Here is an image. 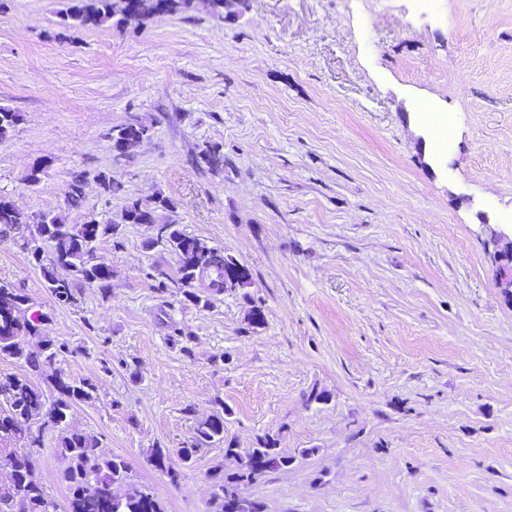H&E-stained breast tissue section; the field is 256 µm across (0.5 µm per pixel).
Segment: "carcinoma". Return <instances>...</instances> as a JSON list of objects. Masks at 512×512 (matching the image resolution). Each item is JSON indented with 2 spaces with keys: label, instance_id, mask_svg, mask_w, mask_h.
Here are the masks:
<instances>
[{
  "label": "carcinoma",
  "instance_id": "carcinoma-1",
  "mask_svg": "<svg viewBox=\"0 0 512 512\" xmlns=\"http://www.w3.org/2000/svg\"><path fill=\"white\" fill-rule=\"evenodd\" d=\"M146 7L139 13L123 15L115 7V0H75L62 16L69 27L103 25L111 22L117 27L139 25L153 15V5L163 4L168 11H187L194 8V0H144ZM149 132L143 125L123 126L117 140L125 152L132 151L142 135ZM173 201L158 194L152 203L137 207L135 201L125 208V223L149 224L156 211L171 210ZM26 229L29 238L23 242L36 266L39 267L56 302L69 304L75 301L74 280L90 287L104 290L110 286L112 269L95 253V244L113 236L118 231L115 224H66L57 215L43 214L37 218L27 214L11 201L0 198V232ZM51 247L49 263H44L42 247ZM156 242L170 248L178 258L180 284L185 287V297L197 304L207 305L213 295L224 292L225 278L236 273L235 258L208 246L197 238L186 235L179 225H165L163 236ZM51 317L41 310H34L31 299L23 289L7 282H0V359H14L25 363L34 372H43L60 362L68 347L48 335ZM40 339L41 349L33 354L26 349L23 338ZM53 396L48 398L24 374L0 376V464L11 470L10 485L0 488V512H100V501L112 498V512H164L157 498L149 491L129 486L121 495L113 494V486L128 480V466L118 456L103 457L96 452L97 442L87 433L70 428L68 414L73 404L91 402L96 398V386L88 380H69L56 371L47 380ZM42 420V428L58 432V451L68 465L61 474L69 496L65 506L50 498L34 480L29 453L17 447L24 443L31 447L40 445V436L31 431L34 419ZM224 442V412H216L201 420L195 428L190 444L177 450L184 463H191L203 448ZM224 455L236 462L229 473L212 476L214 481L213 512H230L224 503L226 488L237 478L252 472L256 460L264 458L269 468L288 466L292 457L277 448L269 437L258 439V446L246 451L228 444ZM170 454L156 449L150 462L168 474L171 480L177 473L168 464Z\"/></svg>",
  "mask_w": 512,
  "mask_h": 512
}]
</instances>
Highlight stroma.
I'll return each mask as SVG.
<instances>
[{"label": "stroma", "mask_w": 512, "mask_h": 512, "mask_svg": "<svg viewBox=\"0 0 512 512\" xmlns=\"http://www.w3.org/2000/svg\"><path fill=\"white\" fill-rule=\"evenodd\" d=\"M71 4L0 0V106L20 115L0 196L118 227L97 249L109 289L76 283L66 305L21 233L0 236V280L50 314L60 370L97 386L71 428L165 512H211L223 445L174 482L149 458L221 407L225 443L269 436L294 459L240 486L265 512H512V301L487 230L512 222V0H440L437 18L412 0H250L240 16L194 0L124 28L65 27ZM425 103L453 116L445 147ZM135 120L149 136L117 157L112 132ZM159 193L174 207L156 224L123 223L128 199ZM166 222L251 287L188 300L154 243ZM57 444L44 430L32 469L61 504Z\"/></svg>", "instance_id": "stroma-1"}]
</instances>
